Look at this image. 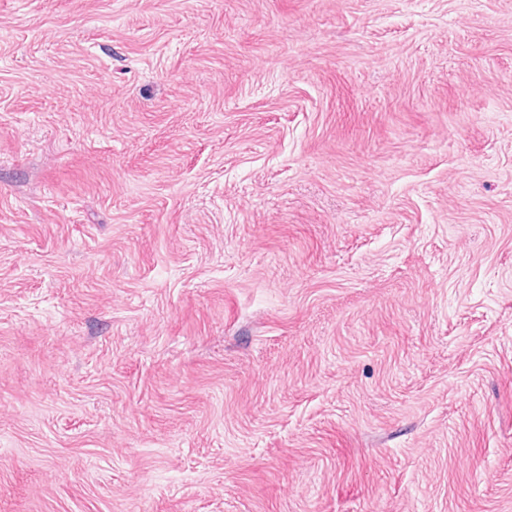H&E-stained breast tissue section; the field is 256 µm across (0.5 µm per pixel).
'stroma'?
I'll return each instance as SVG.
<instances>
[{"instance_id":"obj_1","label":"stroma","mask_w":512,"mask_h":512,"mask_svg":"<svg viewBox=\"0 0 512 512\" xmlns=\"http://www.w3.org/2000/svg\"><path fill=\"white\" fill-rule=\"evenodd\" d=\"M0 512H512V0H0Z\"/></svg>"}]
</instances>
